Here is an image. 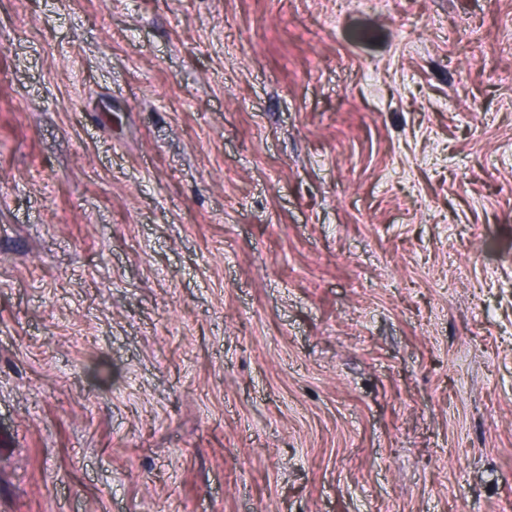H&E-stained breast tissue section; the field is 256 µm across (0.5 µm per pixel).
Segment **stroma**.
<instances>
[{
  "label": "stroma",
  "instance_id": "obj_1",
  "mask_svg": "<svg viewBox=\"0 0 512 512\" xmlns=\"http://www.w3.org/2000/svg\"><path fill=\"white\" fill-rule=\"evenodd\" d=\"M0 512H512V0H0Z\"/></svg>",
  "mask_w": 512,
  "mask_h": 512
}]
</instances>
